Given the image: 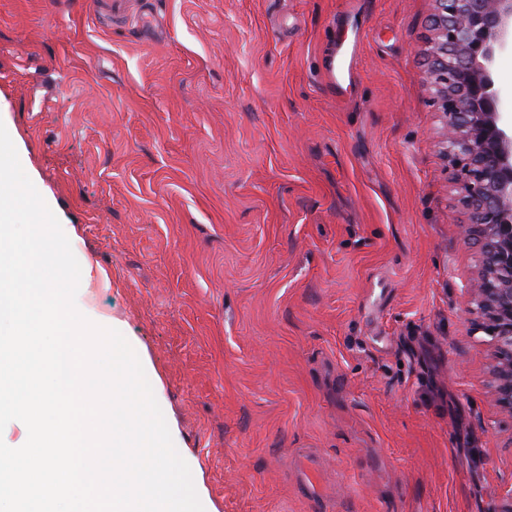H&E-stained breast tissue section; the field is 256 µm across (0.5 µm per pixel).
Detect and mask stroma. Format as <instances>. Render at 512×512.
Instances as JSON below:
<instances>
[{
	"label": "stroma",
	"mask_w": 512,
	"mask_h": 512,
	"mask_svg": "<svg viewBox=\"0 0 512 512\" xmlns=\"http://www.w3.org/2000/svg\"><path fill=\"white\" fill-rule=\"evenodd\" d=\"M433 0H0V122L205 512H500L512 416L423 83ZM357 45L335 87L341 46Z\"/></svg>",
	"instance_id": "1"
}]
</instances>
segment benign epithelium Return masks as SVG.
I'll return each mask as SVG.
<instances>
[{
    "label": "benign epithelium",
    "instance_id": "7a95c632",
    "mask_svg": "<svg viewBox=\"0 0 512 512\" xmlns=\"http://www.w3.org/2000/svg\"><path fill=\"white\" fill-rule=\"evenodd\" d=\"M433 2L424 83L468 211L458 236L480 256L468 313L491 337L492 395L512 416V120L498 110L492 78L496 52L512 49V0Z\"/></svg>",
    "mask_w": 512,
    "mask_h": 512
}]
</instances>
